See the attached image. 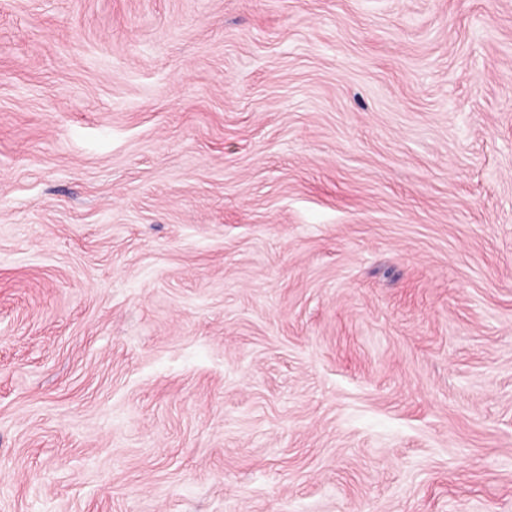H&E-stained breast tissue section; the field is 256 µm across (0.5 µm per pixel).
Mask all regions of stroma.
Masks as SVG:
<instances>
[{"instance_id": "1", "label": "stroma", "mask_w": 512, "mask_h": 512, "mask_svg": "<svg viewBox=\"0 0 512 512\" xmlns=\"http://www.w3.org/2000/svg\"><path fill=\"white\" fill-rule=\"evenodd\" d=\"M0 512H512V0H0Z\"/></svg>"}]
</instances>
